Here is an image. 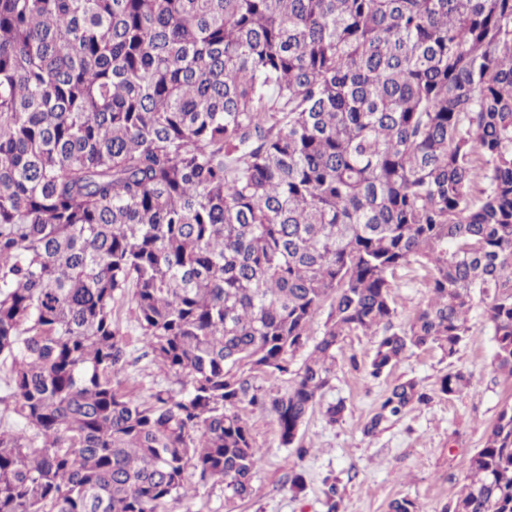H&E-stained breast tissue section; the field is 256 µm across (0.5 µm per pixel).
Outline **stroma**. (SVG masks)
Returning a JSON list of instances; mask_svg holds the SVG:
<instances>
[{
	"label": "stroma",
	"mask_w": 512,
	"mask_h": 512,
	"mask_svg": "<svg viewBox=\"0 0 512 512\" xmlns=\"http://www.w3.org/2000/svg\"><path fill=\"white\" fill-rule=\"evenodd\" d=\"M392 291L397 315L394 326L405 325L429 298L427 276L418 266L398 270ZM115 318L128 336L123 388L135 399L175 388L174 377L143 355L141 330L130 298L119 299ZM471 331L454 358L438 348L406 354L386 378L373 381L366 365L377 334L350 333L339 345V366L322 401L344 400L342 422L327 425L321 411L312 412L299 433L298 448L281 445L274 416L248 405L247 419L260 461L249 498L227 502L223 486L201 483L187 468L190 496L173 502L170 512H388L391 500L406 497L421 512H441L466 482L469 460L482 448L485 436L504 405L512 404V378L492 363L494 344L480 309L470 314ZM471 378L469 389L447 399L437 394L438 381L450 369ZM412 379L433 399L413 406L399 420L375 435L363 427L382 401L389 385ZM301 472L306 488L290 490L293 472Z\"/></svg>",
	"instance_id": "obj_1"
}]
</instances>
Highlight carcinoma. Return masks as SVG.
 I'll use <instances>...</instances> for the list:
<instances>
[{"mask_svg":"<svg viewBox=\"0 0 512 512\" xmlns=\"http://www.w3.org/2000/svg\"><path fill=\"white\" fill-rule=\"evenodd\" d=\"M413 263L431 297L395 328ZM129 287L177 391L123 390ZM478 305L512 377V0H0V512H167L190 464L243 500L239 405L292 447L343 337L384 327L378 380L454 358ZM430 400L394 383L363 432ZM443 512H512V405ZM330 312L329 304L326 303L322 308L320 314L312 325L309 336H307V340L305 345L298 350L292 360V369H297L302 361L308 356V354L313 350L316 342L321 338L322 332L324 330V325L328 320V314ZM245 375L250 376V380L255 387H258L261 393L272 392L273 394H284L288 390V377L270 375L261 371H246Z\"/></svg>","mask_w":512,"mask_h":512,"instance_id":"obj_1","label":"carcinoma"}]
</instances>
